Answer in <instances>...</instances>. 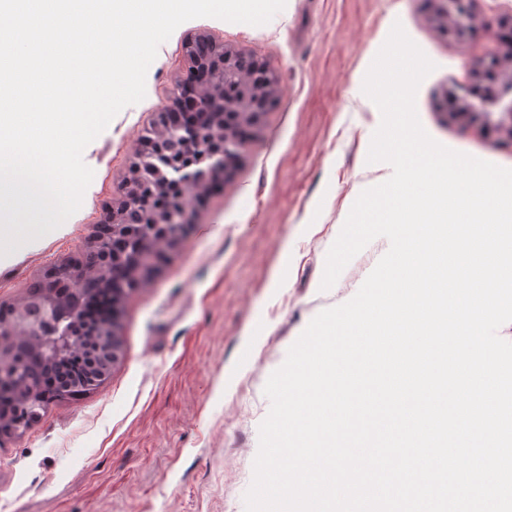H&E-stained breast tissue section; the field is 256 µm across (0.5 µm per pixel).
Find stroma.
Returning <instances> with one entry per match:
<instances>
[{
  "mask_svg": "<svg viewBox=\"0 0 512 512\" xmlns=\"http://www.w3.org/2000/svg\"><path fill=\"white\" fill-rule=\"evenodd\" d=\"M475 9L480 22L463 35L433 22L429 0H287L264 25L204 17L173 32L147 72L145 98L84 149L94 177L81 208L37 246L0 259L1 306L92 245L104 212L120 204L152 113L171 105L187 76V45L205 39L272 63L277 104L124 301L109 377L0 442V512H245L269 376L320 311L357 293L390 246L373 239L332 288L319 289L355 200L393 173L367 161L381 114L362 83L394 22L436 65L416 95L426 132L512 168L503 133L443 113L447 92L475 85L473 61L497 53L484 23L512 0H477Z\"/></svg>",
  "mask_w": 512,
  "mask_h": 512,
  "instance_id": "stroma-1",
  "label": "stroma"
}]
</instances>
